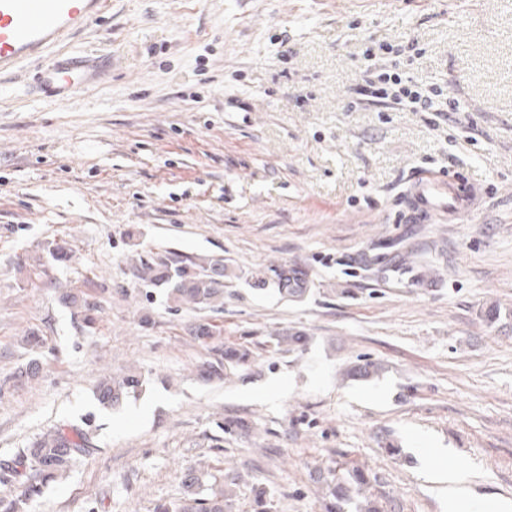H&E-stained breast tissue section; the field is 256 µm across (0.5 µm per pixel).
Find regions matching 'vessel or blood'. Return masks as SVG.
I'll return each instance as SVG.
<instances>
[{
    "mask_svg": "<svg viewBox=\"0 0 512 512\" xmlns=\"http://www.w3.org/2000/svg\"><path fill=\"white\" fill-rule=\"evenodd\" d=\"M109 0H0V78L15 76L20 62L33 68L29 90L66 105L99 86L112 58L94 52H54L53 47L88 28ZM477 187L454 173H414L401 202L410 223L455 221L479 203Z\"/></svg>",
    "mask_w": 512,
    "mask_h": 512,
    "instance_id": "1",
    "label": "vessel or blood"
}]
</instances>
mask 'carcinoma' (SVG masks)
Here are the masks:
<instances>
[{"instance_id":"cac0c4a2","label":"carcinoma","mask_w":512,"mask_h":512,"mask_svg":"<svg viewBox=\"0 0 512 512\" xmlns=\"http://www.w3.org/2000/svg\"><path fill=\"white\" fill-rule=\"evenodd\" d=\"M133 276L147 288H161L166 291L168 301L174 309L221 311L224 309V278L228 276L224 259L211 258L203 263L176 252L139 260L132 266ZM253 285L264 287L275 285V291L289 300L300 299L309 291L308 272L299 267L269 266L259 269L252 276ZM62 301L74 309H82L84 321L94 323L90 312L96 305L87 298L65 292ZM190 335L212 357L201 365V373L208 379L224 378L225 365L243 368L252 363V351L242 346L224 347L215 344L222 330L219 326L197 321L189 327ZM307 337L300 331L282 332L277 335L276 346L286 343L301 348ZM141 379L129 374L121 380L100 383L97 398L104 406H113L124 398L136 393ZM93 448L91 434L83 428L70 425L51 429L36 438L29 447L22 450L13 466L0 467V482L14 479V466L22 471L21 497L5 502L0 499V512H20L23 500L39 495L42 488L56 481L79 456ZM326 487L328 503L326 512H390L389 495L379 490L377 474L355 466L343 468L341 464L322 476ZM184 496L174 502L160 504L156 512H229L232 505V489L218 479H205L197 471L184 475ZM253 512H276L273 495L261 487L256 489Z\"/></svg>"}]
</instances>
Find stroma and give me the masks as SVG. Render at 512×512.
<instances>
[{
  "instance_id": "1",
  "label": "stroma",
  "mask_w": 512,
  "mask_h": 512,
  "mask_svg": "<svg viewBox=\"0 0 512 512\" xmlns=\"http://www.w3.org/2000/svg\"><path fill=\"white\" fill-rule=\"evenodd\" d=\"M411 39L415 78L455 94L471 134L348 108L362 51ZM60 49L111 53L112 74L59 106L24 93L25 65L0 94V463L62 425L94 447L24 512H155L189 469L235 474L231 512L258 482L277 512H325L317 476L340 452L398 512H448L423 444L470 471L473 501L511 503L512 0H110ZM448 167L478 208L396 223L408 177ZM169 250L233 269L223 311L146 294L131 260ZM281 264L309 271L306 297L252 288ZM64 289L99 303L93 327ZM198 319L251 368L200 378ZM285 330L305 350L273 347ZM127 373L141 391L101 405L97 384ZM230 417L249 433L220 434Z\"/></svg>"
}]
</instances>
